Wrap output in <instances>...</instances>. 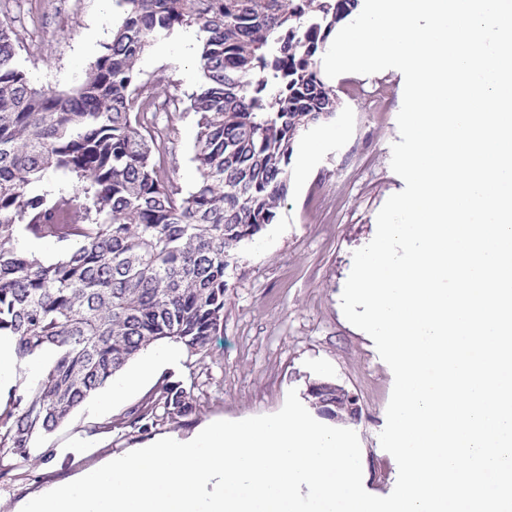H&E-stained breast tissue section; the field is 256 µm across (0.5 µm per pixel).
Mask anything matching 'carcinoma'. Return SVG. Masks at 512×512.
I'll return each mask as SVG.
<instances>
[{"label": "carcinoma", "mask_w": 512, "mask_h": 512, "mask_svg": "<svg viewBox=\"0 0 512 512\" xmlns=\"http://www.w3.org/2000/svg\"><path fill=\"white\" fill-rule=\"evenodd\" d=\"M112 39L66 93L36 87L0 23V335L19 359L48 355L0 410V468L30 457L138 354L160 341L207 354L223 326L228 269L273 223L300 135L342 102L319 55L360 0H115ZM200 33L201 85L189 98L198 179L187 195L164 175L157 103L137 63L153 36ZM80 186L39 189L51 171ZM60 243L46 263L23 238ZM327 419L350 418L341 387L307 390ZM195 410L191 390L164 381L130 411L142 424Z\"/></svg>", "instance_id": "carcinoma-1"}]
</instances>
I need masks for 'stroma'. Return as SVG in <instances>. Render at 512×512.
Returning <instances> with one entry per match:
<instances>
[{
	"mask_svg": "<svg viewBox=\"0 0 512 512\" xmlns=\"http://www.w3.org/2000/svg\"><path fill=\"white\" fill-rule=\"evenodd\" d=\"M118 20L113 0H0V22L17 35V50L31 80L50 91L75 88L102 53ZM98 33L87 48L89 33ZM190 59L162 54L150 44L138 68L159 99H187L195 83L181 74ZM404 78L395 72L337 78L342 109L330 122L303 132L289 162L290 188L273 224L238 249L224 302L221 333L207 355L184 353L122 397L111 387L88 398L42 438L33 461L0 476V512H19L29 497L71 480L112 456L163 438H187L204 423L238 421L278 412L289 390L305 395L309 383H334L357 394L361 414L349 422L363 450L364 489L389 495L394 458L379 434L393 388V373L371 337L349 323L341 295L353 254L375 235L376 216L404 187L390 166L399 141L397 114ZM171 128L164 170L183 190L197 179L191 161L196 117L188 108L160 113ZM320 150L299 178L297 158L309 142ZM165 379L191 389L195 414L172 423L155 420L147 431L128 424V413Z\"/></svg>",
	"mask_w": 512,
	"mask_h": 512,
	"instance_id": "stroma-1",
	"label": "stroma"
}]
</instances>
